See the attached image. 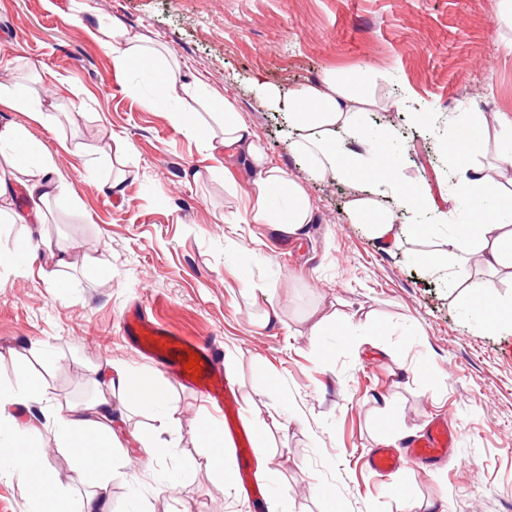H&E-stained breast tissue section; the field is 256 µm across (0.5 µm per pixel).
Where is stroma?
Returning a JSON list of instances; mask_svg holds the SVG:
<instances>
[{
    "label": "stroma",
    "instance_id": "1",
    "mask_svg": "<svg viewBox=\"0 0 512 512\" xmlns=\"http://www.w3.org/2000/svg\"><path fill=\"white\" fill-rule=\"evenodd\" d=\"M0 0V89L24 88L54 120L30 124L0 108V123L26 126L55 156L67 185L44 224H11L0 249L36 247L30 267L0 266V387L37 378L38 401L10 407L42 466L80 512L91 488L55 427L58 410L107 392L119 364L131 381L152 379L176 411L173 428L130 393L112 396L123 439L106 512H512V334L487 330L461 299L455 267L424 270L417 242L390 247L347 217L359 184L320 179L288 149L286 113L258 83L284 92L326 72L382 71L367 129L390 128L406 179L447 208L456 175L441 137L458 112L487 124L481 165L494 162L496 119L512 118V29L501 0H96L74 16L71 0ZM119 23L155 43L205 90L231 100L267 159L307 188L316 209L296 243L248 223L253 173L238 157L212 168L199 140L170 120L157 83L112 66L94 29ZM153 100L144 109L141 98ZM431 123L419 124L415 113ZM127 153L122 191L109 170L87 176L84 153ZM234 213L238 223L228 224ZM146 309L218 350L251 432L256 495L241 490L234 446L224 469L206 464L199 429L211 411L121 334L131 308ZM276 311L269 322L266 312ZM457 439L436 463L411 458L407 442L433 418ZM172 449L143 462L142 443ZM401 456L389 477L366 457L382 445Z\"/></svg>",
    "mask_w": 512,
    "mask_h": 512
}]
</instances>
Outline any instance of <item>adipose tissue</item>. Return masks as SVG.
<instances>
[{
	"mask_svg": "<svg viewBox=\"0 0 512 512\" xmlns=\"http://www.w3.org/2000/svg\"><path fill=\"white\" fill-rule=\"evenodd\" d=\"M101 41L112 49L116 68L155 70L163 91L172 97H205L198 82L176 79L171 63L160 52L121 25L101 30ZM377 75L358 72L325 73L319 84L294 92L267 91L266 97L288 115L292 132L289 147L313 175L365 184L348 210L352 222L365 225L370 236L397 245L401 236L436 242L434 250L420 255V262L441 266L454 261L484 267L468 285L467 303L486 327L512 333V300H499V284L512 283V190H503L500 179L512 171V119L501 135V147L493 168L475 164L486 147V124L474 112L455 117L457 134L447 154L458 177L448 198L447 212L438 213L430 224H399L400 214L431 210L425 189L401 174L392 149L390 129L371 135L363 127V109L370 106ZM219 119L221 137L205 140L213 161L224 151L247 159L257 174L250 191L249 221L272 224L281 235L301 240L315 220V209L304 184L271 166L259 141L231 101L205 97ZM24 176L29 206L15 212L9 203L7 181L13 173ZM65 189L64 179L51 153L35 148L25 127L0 125V216L9 224L42 223L43 209L51 197ZM468 211L470 220L456 233L445 234L450 216ZM127 373L116 369L108 383L109 393L87 405L58 411L56 427L71 450L82 478L99 492H106L120 443L112 428V392H123ZM41 385L24 376L14 387L0 389V459L9 462L18 480L28 487L34 512H64L66 498L42 468L43 450L6 416L8 406L40 397Z\"/></svg>",
	"mask_w": 512,
	"mask_h": 512,
	"instance_id": "1",
	"label": "adipose tissue"
}]
</instances>
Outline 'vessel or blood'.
<instances>
[{
    "mask_svg": "<svg viewBox=\"0 0 512 512\" xmlns=\"http://www.w3.org/2000/svg\"><path fill=\"white\" fill-rule=\"evenodd\" d=\"M122 328L128 342L150 358L170 379L189 387L221 411L233 409V398L225 387L224 374L208 342L179 334L169 324L154 319L143 309L124 314ZM192 356L198 359V366L193 370L186 366ZM455 441V432L447 421L436 419L425 433L411 440L410 454L419 462H436L454 448ZM367 463L381 476L390 475L397 468L396 455L389 448L377 449L368 456Z\"/></svg>",
    "mask_w": 512,
    "mask_h": 512,
    "instance_id": "vessel-or-blood-1",
    "label": "vessel or blood"
}]
</instances>
